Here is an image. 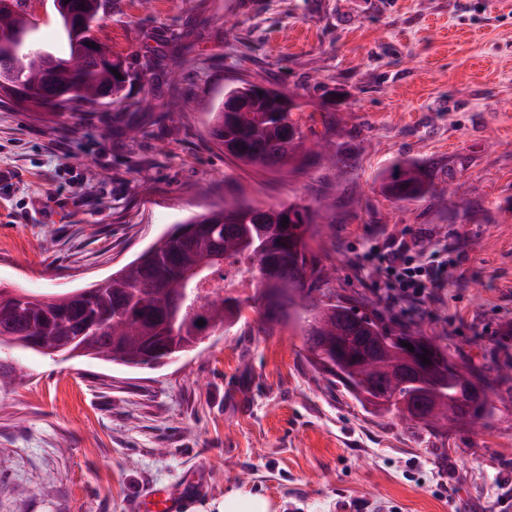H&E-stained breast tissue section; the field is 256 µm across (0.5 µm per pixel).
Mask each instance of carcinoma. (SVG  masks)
<instances>
[{
    "label": "carcinoma",
    "instance_id": "cac0c4a2",
    "mask_svg": "<svg viewBox=\"0 0 512 512\" xmlns=\"http://www.w3.org/2000/svg\"><path fill=\"white\" fill-rule=\"evenodd\" d=\"M30 0H13L15 10L0 15V29L28 21ZM94 0H71L77 20L87 19L91 25L77 33L60 29V43L48 44L37 35L33 24L22 39L11 46H0V69L11 74V82L30 97L49 101L61 87L76 93L89 106L96 105L95 94L103 85L112 86V94L121 101L127 84L103 65L112 47L90 32H99L103 16L93 11ZM95 43L91 48L87 42ZM36 46L57 60L50 79L43 74L39 53L28 52ZM208 132L222 146L232 149V157L244 166L263 169L292 158L304 150V131L294 113L285 112L274 98H257L248 110L225 114L223 106L210 113ZM387 185L397 190L400 201L423 199L432 192V184L421 178L417 164L398 163L386 172ZM287 226H282L283 219ZM313 224V212L306 205L288 203L259 207L244 198L224 202V206L194 215L168 230L155 244L138 257L112 272L107 278L78 289L72 297L62 294L45 296L22 290L26 301L18 305H0V337L9 336L13 345L25 348L30 336H39L42 347L55 350L61 337L76 326L95 318L96 328L90 332L97 347H112L107 361L130 368L149 366L155 362L152 353L160 345L191 344L204 334L229 331L245 319L243 305L261 301L268 290L293 289L298 278L310 277L305 291L311 298V309L293 323L303 340L306 361L315 369L332 363L342 375L330 381L366 406L363 399L349 388L360 383L358 366L343 361L338 354L336 337H346L348 348H355V336H381L386 340L402 336L409 330L405 323L388 322L356 305L350 298L328 287L330 274L312 251L306 226ZM224 253V261L245 263L255 274V292L241 299L238 290L224 289L228 298L199 303L190 285H182L174 265L189 269L199 264L215 249ZM278 269L276 281L264 277L266 267ZM187 293V301L176 323L169 320L175 296ZM204 324L199 326L197 321ZM437 368L445 374L433 382V391L445 409L435 421L423 425L435 428L440 422L468 424L470 417L455 410L448 411L446 400L456 396V381L448 371V348L435 355ZM420 390L412 380L394 389L391 407L414 398Z\"/></svg>",
    "mask_w": 512,
    "mask_h": 512
}]
</instances>
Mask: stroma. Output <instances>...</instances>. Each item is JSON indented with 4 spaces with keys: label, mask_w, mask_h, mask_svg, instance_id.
<instances>
[{
    "label": "stroma",
    "mask_w": 512,
    "mask_h": 512,
    "mask_svg": "<svg viewBox=\"0 0 512 512\" xmlns=\"http://www.w3.org/2000/svg\"><path fill=\"white\" fill-rule=\"evenodd\" d=\"M103 34L132 74L120 107L40 117L0 102V284L59 295L239 194L316 213L337 294L442 337L490 384L481 431L365 411L257 310L151 368L0 346V512H128L205 474L192 512L245 488L280 512H504L512 503V0H112ZM326 99L294 172L237 164L209 135L227 88ZM420 165L436 188L384 195ZM455 187L457 198L447 189ZM448 245L415 315L354 266L372 240ZM386 189L392 186L397 190L396 199L400 201L423 199L432 192V184L421 178L419 167L416 163H398L386 172Z\"/></svg>",
    "instance_id": "stroma-1"
}]
</instances>
